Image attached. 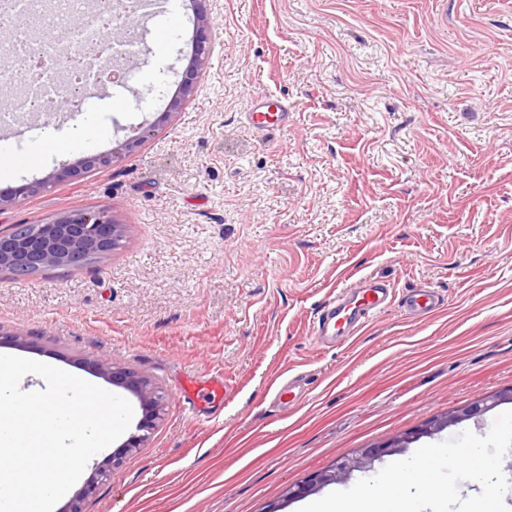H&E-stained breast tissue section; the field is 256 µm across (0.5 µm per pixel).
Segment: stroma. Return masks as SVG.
<instances>
[{"label":"stroma","instance_id":"35a3bbf8","mask_svg":"<svg viewBox=\"0 0 512 512\" xmlns=\"http://www.w3.org/2000/svg\"><path fill=\"white\" fill-rule=\"evenodd\" d=\"M211 57L170 117L194 15L138 28L142 63L91 117L98 138L37 150L0 191L151 133L111 166L0 211V229L108 212L125 233L79 268L0 273V354L126 396L97 366L147 378L162 418L84 512H299L289 487L357 449L512 386V0H211ZM178 34L156 52L153 39ZM288 103L255 130L253 99ZM371 276L387 305L342 346L313 323ZM433 288L443 309L412 318ZM297 376L299 388L276 391ZM220 380L223 392L197 400ZM443 305L444 300L429 288L414 289L405 299L408 311L418 318L440 309Z\"/></svg>","mask_w":512,"mask_h":512}]
</instances>
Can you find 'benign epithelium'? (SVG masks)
Instances as JSON below:
<instances>
[{
    "label": "benign epithelium",
    "instance_id": "7a95c632",
    "mask_svg": "<svg viewBox=\"0 0 512 512\" xmlns=\"http://www.w3.org/2000/svg\"><path fill=\"white\" fill-rule=\"evenodd\" d=\"M191 4L195 10L196 20L195 50L180 82L179 92L170 99L165 111L162 112L164 120L178 111L186 98L194 92L198 75L209 63L212 17L207 8V0H191ZM112 162L113 156L108 154L86 155L77 163L56 169L39 181L25 182L7 192L1 191L0 210L18 204L50 183L65 181L85 169L107 166ZM123 233L122 225L113 223L109 216L100 211L67 214L36 226L14 224L0 230V272H6L15 278H23L46 269L84 266L91 258L111 251ZM101 372L112 381V384L119 385L136 395L143 405L144 417L137 425L136 433L132 434L125 444L126 450L131 452L144 445L150 431L160 420L161 395L147 378L132 372L110 365L102 366ZM503 401H512V387L448 412L434 421L429 432L440 431L481 417ZM422 435L421 431L404 432L387 443L361 448L353 455L337 461L331 468L317 473L307 484L289 489L288 496L299 497L313 489H321L347 480L353 472L370 469L382 457L402 451ZM122 462L123 457L114 455L98 464L95 479L81 489L68 512H82L83 502L95 493L100 481L110 476L112 468Z\"/></svg>",
    "mask_w": 512,
    "mask_h": 512
}]
</instances>
